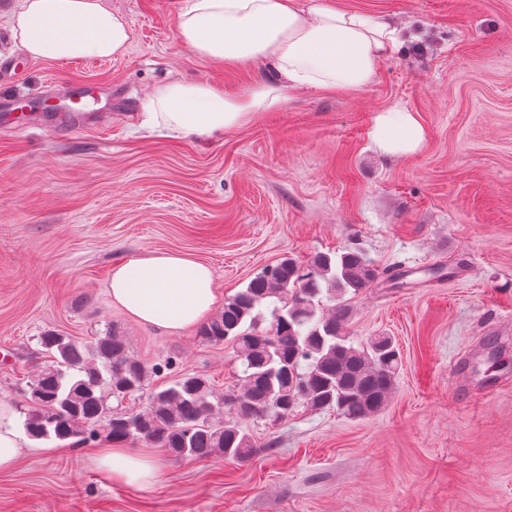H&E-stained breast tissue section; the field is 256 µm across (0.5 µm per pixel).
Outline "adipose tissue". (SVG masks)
<instances>
[{
  "instance_id": "1",
  "label": "adipose tissue",
  "mask_w": 512,
  "mask_h": 512,
  "mask_svg": "<svg viewBox=\"0 0 512 512\" xmlns=\"http://www.w3.org/2000/svg\"><path fill=\"white\" fill-rule=\"evenodd\" d=\"M10 33L31 58H111L123 55L129 27L101 0H22ZM177 38L197 56L222 67L271 64L270 80L236 96L207 82L173 79L149 95L145 127L172 139L209 140L280 109L304 93L353 91L369 84L381 63L404 43L390 17L321 0H186ZM382 154L406 157L423 150L428 130L416 112L396 104L378 112L370 131ZM114 304L137 321L174 333L199 323L219 304L213 269L190 256L151 253L115 265L109 281ZM112 480L145 487L160 474L157 459L110 442L98 459Z\"/></svg>"
}]
</instances>
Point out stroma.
<instances>
[{
    "label": "stroma",
    "mask_w": 512,
    "mask_h": 512,
    "mask_svg": "<svg viewBox=\"0 0 512 512\" xmlns=\"http://www.w3.org/2000/svg\"><path fill=\"white\" fill-rule=\"evenodd\" d=\"M19 0H0V58L18 73L0 97L26 103L0 128V402L20 408L44 365L39 338L117 331L146 365L232 385V345L198 327L169 333L112 301L113 267L177 252L212 267L221 297L283 257L355 249L379 278L352 302L349 332L395 337L396 388L374 415L298 409L248 419L257 451L161 464L148 487L113 482L96 441H26L0 471V512H512V0H335L388 15L407 42L373 81L307 94L208 141L140 130L142 102L174 78L238 93L260 62L218 67L177 39L184 0H103L130 29L124 55L35 60L9 37ZM94 87L112 124L52 132L51 80ZM394 104L417 112L424 149L379 153L369 130Z\"/></svg>",
    "instance_id": "obj_1"
}]
</instances>
